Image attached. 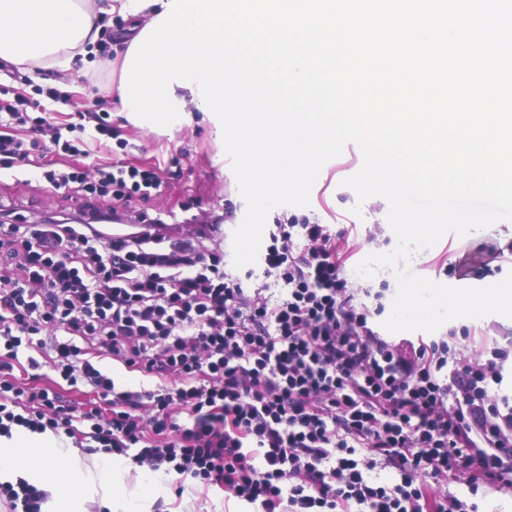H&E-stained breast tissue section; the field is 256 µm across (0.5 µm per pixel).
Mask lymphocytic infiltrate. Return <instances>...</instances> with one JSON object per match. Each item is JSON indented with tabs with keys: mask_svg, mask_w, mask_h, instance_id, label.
I'll use <instances>...</instances> for the list:
<instances>
[{
	"mask_svg": "<svg viewBox=\"0 0 512 512\" xmlns=\"http://www.w3.org/2000/svg\"><path fill=\"white\" fill-rule=\"evenodd\" d=\"M30 106L0 99V160L29 164L24 139L39 137L53 189L128 201L160 188L156 166L82 167L74 125ZM164 229L157 219L122 238L91 223L0 232V435L49 430L128 452L262 512H477L448 492L460 478L512 495V401L492 393L511 351L462 359L444 339L406 348L377 336L325 225L271 234L267 272L285 285L274 298L225 272L214 225L174 244ZM44 330L52 375L21 383L19 349ZM102 356L155 388L117 390ZM80 385L106 408L77 411L66 393Z\"/></svg>",
	"mask_w": 512,
	"mask_h": 512,
	"instance_id": "lymphocytic-infiltrate-1",
	"label": "lymphocytic infiltrate"
}]
</instances>
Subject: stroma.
Instances as JSON below:
<instances>
[{
	"mask_svg": "<svg viewBox=\"0 0 512 512\" xmlns=\"http://www.w3.org/2000/svg\"><path fill=\"white\" fill-rule=\"evenodd\" d=\"M96 24L97 55L75 56L63 72L54 68L39 72L40 85H51L70 94V102L61 108V117L66 122L79 125L83 113H107L113 140L105 146H92L86 165L112 157L145 165L159 164L163 171L159 192L146 200L132 199L127 212L134 217L159 215L167 222L180 223L206 212L231 211V218L224 223L226 273L246 288L273 287V279L265 276L258 264L238 268L233 262L231 240L244 218L246 203L224 152L219 120L213 113L194 108L172 128L150 131L133 124L112 98V83L117 76L115 64L124 53L114 33L124 22L104 11L98 14ZM362 165L359 147L347 144L341 155L323 166L311 191L309 206L275 208L266 227L271 230L297 217L327 225L330 232L339 234V256L347 286L353 290L358 304L367 307L369 325L379 333L397 291L396 275L393 270L382 268L373 277L363 278L355 268L368 254L391 252L397 240L386 219V200H358L356 193L343 184ZM84 203L80 195L53 190L40 179L0 167V210L14 212L18 223L34 220L45 212L76 215L82 213ZM409 266L415 273L447 285L456 283L462 273L481 286L498 282L512 271V220L499 221L463 242L456 234H447L433 247L416 251ZM453 334L467 337L463 353L474 357L483 345L512 343V319L499 315L456 319L433 332L432 337L438 340ZM186 493L194 497L195 512H229L231 495L218 487L192 481L185 482L183 491H170L167 499L156 503L153 512H177Z\"/></svg>",
	"mask_w": 512,
	"mask_h": 512,
	"instance_id": "35a3bbf8",
	"label": "stroma"
}]
</instances>
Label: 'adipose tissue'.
<instances>
[{"instance_id": "obj_1", "label": "adipose tissue", "mask_w": 512, "mask_h": 512, "mask_svg": "<svg viewBox=\"0 0 512 512\" xmlns=\"http://www.w3.org/2000/svg\"><path fill=\"white\" fill-rule=\"evenodd\" d=\"M94 0H0V58L17 64L66 67L96 52ZM131 459L86 457L53 432L14 429L0 436V485L27 483L44 492L42 512H152L173 481L164 470L141 468L130 482Z\"/></svg>"}]
</instances>
